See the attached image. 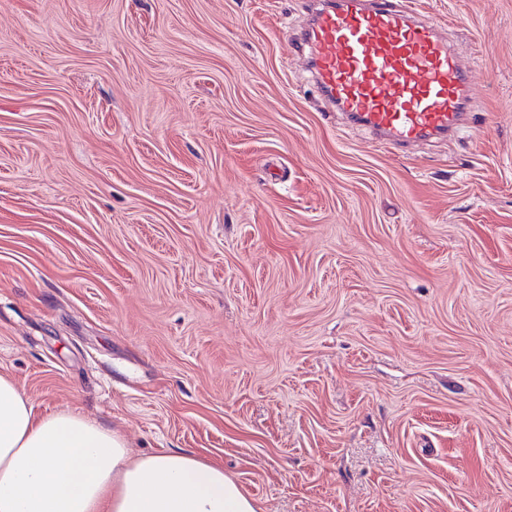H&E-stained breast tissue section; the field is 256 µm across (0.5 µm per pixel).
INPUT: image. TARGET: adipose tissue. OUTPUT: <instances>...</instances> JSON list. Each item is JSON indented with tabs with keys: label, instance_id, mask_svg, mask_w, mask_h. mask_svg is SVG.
Masks as SVG:
<instances>
[{
	"label": "adipose tissue",
	"instance_id": "1",
	"mask_svg": "<svg viewBox=\"0 0 512 512\" xmlns=\"http://www.w3.org/2000/svg\"><path fill=\"white\" fill-rule=\"evenodd\" d=\"M0 512H257L221 464L176 450L131 457L122 435L58 411L35 416L0 375Z\"/></svg>",
	"mask_w": 512,
	"mask_h": 512
}]
</instances>
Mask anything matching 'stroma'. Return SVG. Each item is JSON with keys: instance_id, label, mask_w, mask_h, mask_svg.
I'll return each instance as SVG.
<instances>
[{"instance_id": "35a3bbf8", "label": "stroma", "mask_w": 512, "mask_h": 512, "mask_svg": "<svg viewBox=\"0 0 512 512\" xmlns=\"http://www.w3.org/2000/svg\"><path fill=\"white\" fill-rule=\"evenodd\" d=\"M468 70L380 145L311 0H0V374L260 512H512V0H410Z\"/></svg>"}]
</instances>
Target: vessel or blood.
<instances>
[{
	"instance_id": "vessel-or-blood-1",
	"label": "vessel or blood",
	"mask_w": 512,
	"mask_h": 512,
	"mask_svg": "<svg viewBox=\"0 0 512 512\" xmlns=\"http://www.w3.org/2000/svg\"><path fill=\"white\" fill-rule=\"evenodd\" d=\"M297 49L320 96L387 144L462 123L470 75L407 0H322Z\"/></svg>"
}]
</instances>
